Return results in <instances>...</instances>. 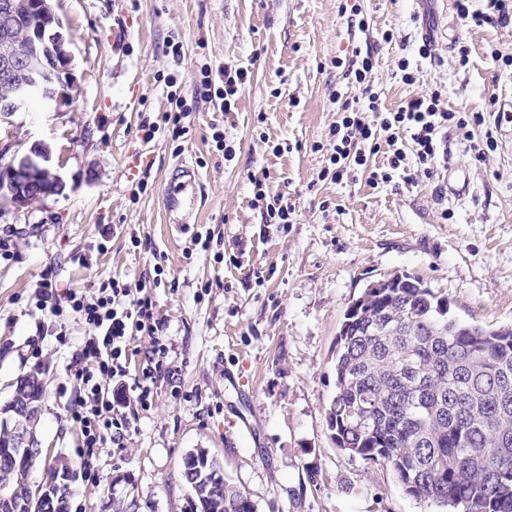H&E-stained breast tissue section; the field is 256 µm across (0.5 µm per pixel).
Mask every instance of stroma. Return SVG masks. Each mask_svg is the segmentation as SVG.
Wrapping results in <instances>:
<instances>
[{
  "label": "stroma",
  "instance_id": "stroma-1",
  "mask_svg": "<svg viewBox=\"0 0 512 512\" xmlns=\"http://www.w3.org/2000/svg\"><path fill=\"white\" fill-rule=\"evenodd\" d=\"M52 5L72 55L73 100L56 111L32 103L0 126V168L41 145L65 188L31 205L0 201V227L17 233L15 259L0 262V403L39 371L38 437L75 470L70 507L105 512L112 477L124 473L140 512H184L182 456L207 448L257 512H424L389 468L336 445L326 417L336 335L369 284L401 274L422 280L461 321L512 327V68L491 58L512 54V25L465 26L455 0ZM174 40L183 44L178 59ZM357 51L372 56L382 111L441 89L457 115L437 131L451 164L416 174L402 131L405 169L372 184L368 170L386 168L393 137L381 129L368 168L325 176L338 109L362 96L345 67ZM402 61L414 84L401 80ZM204 66L246 70L231 116L199 96ZM173 90L190 111L186 134L145 136V121L172 110ZM477 114L483 125L473 124ZM218 129L232 159L213 138ZM488 139L476 161L471 144ZM183 159L200 173L202 205L180 231L162 190ZM277 194L295 209L291 224L264 220ZM203 233L206 251L193 244ZM49 266L62 292L115 279L145 285L178 371L179 396L162 388L150 410L131 416L124 450L97 460L96 485L77 471L81 432L66 416L79 394L67 368L90 329L77 313L55 318L36 307ZM39 330L36 361L29 341Z\"/></svg>",
  "mask_w": 512,
  "mask_h": 512
}]
</instances>
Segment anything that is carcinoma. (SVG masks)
I'll return each mask as SVG.
<instances>
[{"instance_id": "cac0c4a2", "label": "carcinoma", "mask_w": 512, "mask_h": 512, "mask_svg": "<svg viewBox=\"0 0 512 512\" xmlns=\"http://www.w3.org/2000/svg\"><path fill=\"white\" fill-rule=\"evenodd\" d=\"M335 353L338 448L390 468L427 512H512V328L461 323L420 279L393 275L348 306ZM43 394L31 373L0 405V512H68L55 467L32 484L37 458L16 447L35 439ZM212 458L194 448L182 460L189 512H255L230 479L209 483Z\"/></svg>"}]
</instances>
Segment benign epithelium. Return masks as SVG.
Returning <instances> with one entry per match:
<instances>
[{"instance_id":"1","label":"benign epithelium","mask_w":512,"mask_h":512,"mask_svg":"<svg viewBox=\"0 0 512 512\" xmlns=\"http://www.w3.org/2000/svg\"><path fill=\"white\" fill-rule=\"evenodd\" d=\"M31 40L25 52L16 50L18 36ZM72 56L63 23L50 0H0V122L40 100L57 109L73 99ZM46 155L33 149L8 167L0 178V198L28 205L64 189L57 175L43 181Z\"/></svg>"}]
</instances>
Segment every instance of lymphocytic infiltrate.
<instances>
[{
    "label": "lymphocytic infiltrate",
    "mask_w": 512,
    "mask_h": 512,
    "mask_svg": "<svg viewBox=\"0 0 512 512\" xmlns=\"http://www.w3.org/2000/svg\"><path fill=\"white\" fill-rule=\"evenodd\" d=\"M373 69L371 57H363L350 68L355 82L362 84L366 106L342 103L340 117L330 130L328 175L342 179L348 164L366 166L377 153L372 116L384 128L409 133L415 145L419 171L430 172L441 154L436 131L453 120L440 90L411 98L396 111H381L378 96L367 78ZM38 306L52 315L64 308L80 313L90 329L69 367L79 384L80 396L67 408L68 418L79 424L81 442L76 456L88 482L98 480L94 463L106 448L123 450L128 433V409L149 410L162 385H175L176 370L168 359L169 348L154 315L156 304L143 289L112 280L91 293L58 292L55 271L45 268L38 284ZM147 339L149 347L138 369H131L129 346L133 338Z\"/></svg>",
    "instance_id": "obj_1"
}]
</instances>
